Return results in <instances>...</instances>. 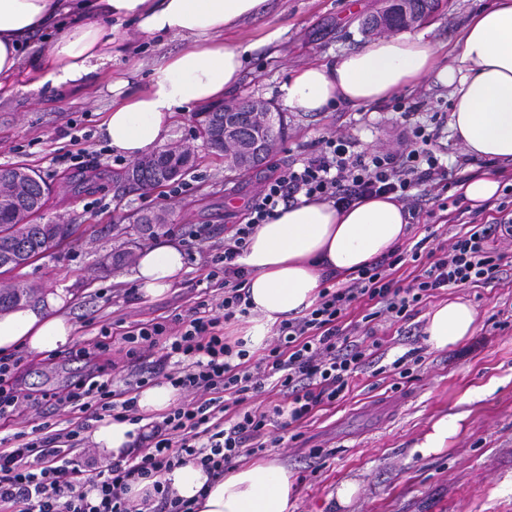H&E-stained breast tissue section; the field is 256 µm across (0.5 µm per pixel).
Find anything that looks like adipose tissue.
I'll use <instances>...</instances> for the list:
<instances>
[{
	"label": "adipose tissue",
	"instance_id": "ef3b65f1",
	"mask_svg": "<svg viewBox=\"0 0 512 512\" xmlns=\"http://www.w3.org/2000/svg\"><path fill=\"white\" fill-rule=\"evenodd\" d=\"M266 0H0V91L11 93L22 69L30 90L75 91L111 63L122 36L117 22H135L147 36L183 40L182 49L156 68L147 88L130 89L119 79L108 86L112 105L100 133L116 153L134 160L162 147L174 115L223 99L242 76L244 52L226 46L224 32L259 14ZM50 36L48 49L32 55L30 37ZM431 26L401 31L331 62L308 64L282 86L294 112H326L389 99L427 75L449 90V127L470 156L512 168V0H494L474 13L440 60ZM410 216L390 195L362 199L342 208L329 201L300 199L278 208L256 226L239 259L253 320L246 340L258 345L269 326L295 317L318 298L322 278L346 279L401 245ZM182 249L163 242L144 251L132 278L143 297L171 290L185 272ZM68 295L55 290L34 304L0 313V353L23 348L49 353L71 344L75 326L66 315ZM477 313L468 303L449 301L427 315L425 343L432 350L455 347L474 336ZM464 414L431 421L414 449L428 457L448 449L463 429ZM143 424L110 418L97 422L92 441L104 461L127 456L144 433ZM165 483L196 512H291L298 494L295 471L273 460L236 468L214 480L187 461L164 475Z\"/></svg>",
	"mask_w": 512,
	"mask_h": 512
}]
</instances>
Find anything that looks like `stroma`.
I'll return each instance as SVG.
<instances>
[{"label":"stroma","mask_w":512,"mask_h":512,"mask_svg":"<svg viewBox=\"0 0 512 512\" xmlns=\"http://www.w3.org/2000/svg\"><path fill=\"white\" fill-rule=\"evenodd\" d=\"M491 0H442L428 22L436 45L454 43L469 15ZM387 0H267L255 17L225 31L224 42L247 49L248 60L231 100L263 99L284 111L288 133L268 165L250 173L225 169L200 137L194 112H180L170 143L191 153L192 167L184 175L187 189L171 196L169 188L125 191L115 173L130 161L116 155L99 133L112 103L107 85L125 79L131 88L146 87L152 71L182 46L169 37L148 38L136 23L120 26L125 49L84 88L66 95L48 89L19 90L0 96V165L23 163L50 186L45 220L78 225L76 235L14 273L16 280L37 294L62 288L72 297L67 315L76 327L75 345L99 340L102 328L160 320L183 312L191 298L216 299L220 290L206 288L195 264H188L181 281L165 295L142 298L131 281L132 263L116 264L113 254H140L159 239L182 243L185 232L209 225L215 240L225 228L240 223L261 181L275 170L310 153L325 135L340 131L367 151L390 148L410 127L436 130L432 150L451 166L474 176L492 171L486 160L468 155L453 136L447 120L451 101L447 87L435 75L400 90L395 98L359 108L341 106L330 112H291L280 87L303 66L328 62L372 40L364 33L365 18L382 11ZM280 37L267 44L272 31ZM414 106L403 117L401 110ZM74 127L88 135L91 149L101 152L99 179L75 190L63 175L73 173L60 151L68 139L60 129ZM166 210L169 221L155 233L141 231L136 216ZM470 302L478 313L474 336L444 351L428 350L423 342L427 314L450 300ZM382 364H390L409 349H418L421 366L411 381L392 389L386 373L365 369L354 377L346 397L324 407L302 427V437L262 451L294 470L300 491L294 512H332V493L346 479L359 491L346 512H512V277L496 286L455 288L424 302L408 324L380 331ZM21 386L38 395L81 376L85 361L72 359L66 349L50 354L23 353ZM467 413L464 431L450 448L427 458L413 445L428 422L442 414ZM319 458L308 456L309 449Z\"/></svg>","instance_id":"obj_1"}]
</instances>
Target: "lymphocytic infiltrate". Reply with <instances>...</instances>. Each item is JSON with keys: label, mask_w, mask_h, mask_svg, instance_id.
<instances>
[{"label": "lymphocytic infiltrate", "mask_w": 512, "mask_h": 512, "mask_svg": "<svg viewBox=\"0 0 512 512\" xmlns=\"http://www.w3.org/2000/svg\"><path fill=\"white\" fill-rule=\"evenodd\" d=\"M430 142L420 126L397 148L372 152L358 150L343 134L321 138L300 164L264 178L222 244H210L207 227L193 231L201 276L224 293L216 301L197 298L171 318L121 328L126 356L138 366L123 389H114L108 364L83 347L73 356L88 360L87 373L38 397L19 386L21 357L0 356L1 419L41 407L63 416L61 424L45 421L32 433L0 438V512H193L190 501L162 486L164 472L191 460L209 476H223L242 455L279 444L281 432L300 428L346 396L351 379L374 361L375 323L410 320L439 291L501 280L503 256L495 242L502 234L512 237V215L503 204L494 221L462 222L449 244L398 246L338 287L326 275L313 307L281 321L260 358L244 341L226 340L225 324L250 314L249 272L238 259L258 224L303 197L348 206L379 194L394 195L412 220H420L463 181L457 169L439 162ZM356 303L369 311L353 322L348 315ZM156 350L161 368L145 367ZM159 378L183 393V402L150 422L139 449L87 477L81 459L90 422L141 421L135 394ZM272 391L280 403L264 405ZM138 479L152 480L154 496L128 498L130 482Z\"/></svg>", "instance_id": "obj_1"}]
</instances>
